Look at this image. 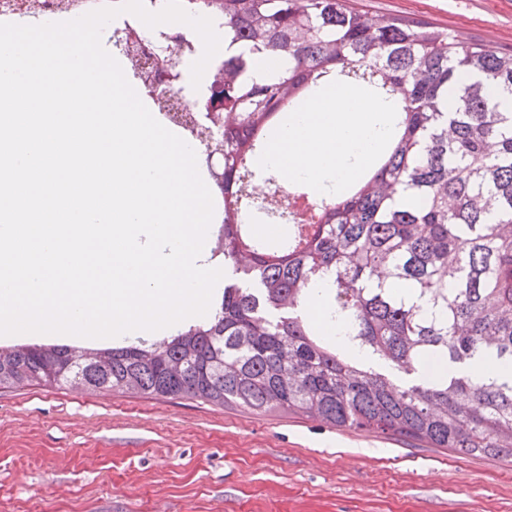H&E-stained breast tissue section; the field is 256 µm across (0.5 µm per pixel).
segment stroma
Masks as SVG:
<instances>
[{"label":"stroma","instance_id":"35a3bbf8","mask_svg":"<svg viewBox=\"0 0 512 512\" xmlns=\"http://www.w3.org/2000/svg\"><path fill=\"white\" fill-rule=\"evenodd\" d=\"M512 50V0H351ZM0 512H512V461L189 398L0 389Z\"/></svg>","mask_w":512,"mask_h":512}]
</instances>
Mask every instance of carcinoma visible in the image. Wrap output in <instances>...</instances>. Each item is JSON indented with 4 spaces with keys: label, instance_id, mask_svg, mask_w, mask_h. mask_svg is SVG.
<instances>
[{
    "label": "carcinoma",
    "instance_id": "cac0c4a2",
    "mask_svg": "<svg viewBox=\"0 0 512 512\" xmlns=\"http://www.w3.org/2000/svg\"><path fill=\"white\" fill-rule=\"evenodd\" d=\"M224 16V219L216 252L228 278L214 318L161 341L72 349L0 345V389L64 385L201 399L251 412L314 414L351 430L409 437L476 456L512 457V51L348 0H181ZM288 68L263 79L268 57ZM338 80L369 86L396 107L395 135L373 172L309 219L289 194L252 195V160L280 118ZM461 83L456 110L448 85ZM496 140L497 151H486ZM411 192L419 204H403ZM295 226L301 242L268 244L252 206ZM391 278L404 290L385 286ZM318 293L361 360L304 314ZM437 353L463 370L401 381Z\"/></svg>",
    "mask_w": 512,
    "mask_h": 512
}]
</instances>
